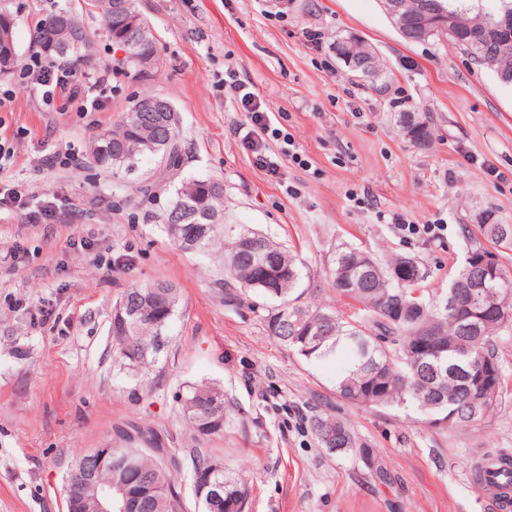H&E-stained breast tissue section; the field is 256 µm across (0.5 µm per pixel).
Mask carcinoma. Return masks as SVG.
<instances>
[{
	"mask_svg": "<svg viewBox=\"0 0 512 512\" xmlns=\"http://www.w3.org/2000/svg\"><path fill=\"white\" fill-rule=\"evenodd\" d=\"M99 11L112 40L120 39L122 20L112 9L114 0H89ZM429 4L453 14L457 31L448 40L477 64L493 47L496 24L512 16V0H410L407 29L414 30L416 12ZM62 18L80 28L72 14L59 12L38 24L34 39L45 47V34ZM14 27L0 24V69L11 70L17 56L5 54L14 39ZM137 100L119 129L101 134L93 146L94 159L103 168L133 169L137 157L159 155L167 172L181 161L179 120L165 123L163 112L140 111ZM398 122L414 146L425 149L432 138L427 118L415 112L399 113ZM224 184L214 179H191L175 189L164 215L173 241L183 250L204 253L222 233L230 237L224 249V304L238 306L252 291L276 301L263 316L269 335L311 362L341 358L336 372V394L359 407L411 403L430 423L447 414L450 427L459 428L482 419L498 406L503 371L496 352L493 322L472 331L474 321L467 301L448 304L455 291L477 277L485 279L479 305L512 313V276H495L481 267L461 264L440 294L425 296L420 285L427 272L414 257L399 256L382 267L367 253L347 248L339 251L329 270L336 295L349 306L348 315L328 307L297 303L294 292L301 277L295 256L282 245L245 225L226 228L212 224L209 216L224 215ZM480 233L501 248L512 247V224L487 219L479 222ZM178 290L172 283L157 282L127 289L112 309L113 360L126 373L136 376L157 362L170 346L169 329L176 315ZM491 365V383L485 389L471 381L473 371ZM181 412L197 437L224 432V391L211 384H188L177 395ZM321 447L336 455H350L368 462L367 449L341 419L326 414L311 423ZM104 457L101 477L119 482L137 477L144 491L133 512H186L178 476L185 471L196 512H226V503L239 504L247 512L249 485L224 472V461L201 448L181 454L160 447L153 436L127 437L124 444L100 448ZM88 456H76L63 477L65 512H83L90 496L88 479L81 476ZM220 486L219 498L205 482Z\"/></svg>",
	"mask_w": 512,
	"mask_h": 512,
	"instance_id": "cac0c4a2",
	"label": "carcinoma"
}]
</instances>
